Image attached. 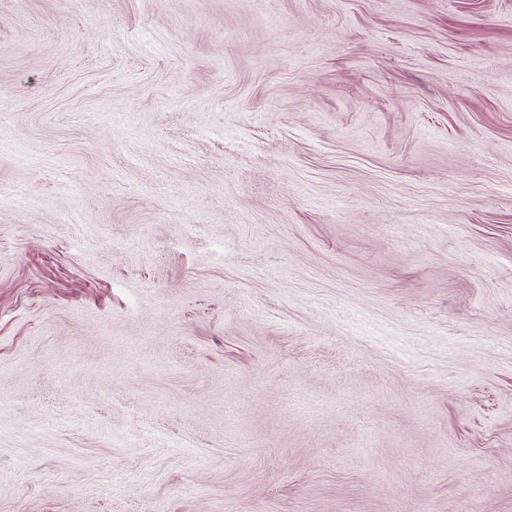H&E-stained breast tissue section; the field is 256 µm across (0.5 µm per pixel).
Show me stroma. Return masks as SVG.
Masks as SVG:
<instances>
[{
	"label": "stroma",
	"mask_w": 512,
	"mask_h": 512,
	"mask_svg": "<svg viewBox=\"0 0 512 512\" xmlns=\"http://www.w3.org/2000/svg\"><path fill=\"white\" fill-rule=\"evenodd\" d=\"M0 512H512V0H0Z\"/></svg>",
	"instance_id": "stroma-1"
}]
</instances>
